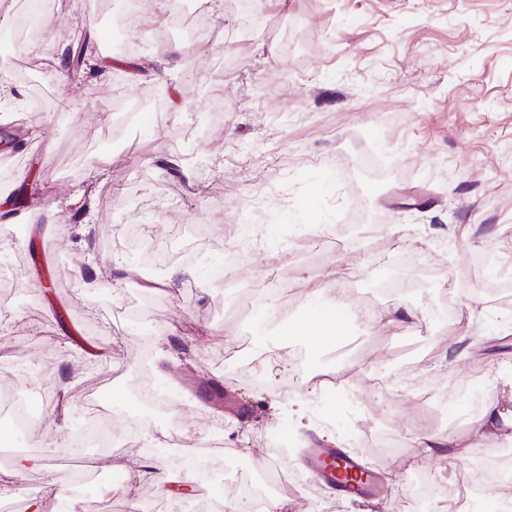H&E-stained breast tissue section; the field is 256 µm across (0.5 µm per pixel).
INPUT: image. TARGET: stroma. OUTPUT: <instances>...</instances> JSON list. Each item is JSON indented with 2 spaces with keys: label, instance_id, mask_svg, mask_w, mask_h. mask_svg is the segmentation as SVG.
Masks as SVG:
<instances>
[{
  "label": "stroma",
  "instance_id": "stroma-1",
  "mask_svg": "<svg viewBox=\"0 0 512 512\" xmlns=\"http://www.w3.org/2000/svg\"><path fill=\"white\" fill-rule=\"evenodd\" d=\"M170 10L171 0H146L120 71L97 53L78 72L55 55L75 31L111 36L110 0H51L27 38L45 47L38 67L0 41L9 69L31 68L9 88L48 101L12 123L14 206L0 215V271L18 282L0 292V374L19 377L20 398L36 405L22 442L42 457L9 496L49 497L67 484L60 458L77 457L99 471L84 489L90 504L122 512L128 499H161L185 512L150 451L168 424L219 466L244 455L264 464V434L283 427L298 477L284 498L304 512L393 506L315 479L301 463L313 441L354 455L395 492L419 473L447 498L460 463L420 455L416 386L457 387L440 407L450 438L471 431L460 420L469 392L512 410V0H252L246 13L208 0L203 54L160 33ZM167 155L180 177L159 167ZM48 191L55 223L43 236L27 216ZM241 225L261 234L239 254L228 229ZM133 228L156 249L177 240L187 253L157 271L164 292L112 263ZM45 275L56 283L48 297ZM258 289L291 295L288 322L327 300L349 331L328 346L275 335L263 308L239 313ZM444 305L464 320L456 333L432 316ZM404 306L416 317L401 319ZM357 362L352 402L312 391L311 378L343 377ZM145 368L172 412L136 421V447L73 451L99 385L124 392L109 411L126 432ZM115 471L130 497L114 490Z\"/></svg>",
  "mask_w": 512,
  "mask_h": 512
}]
</instances>
